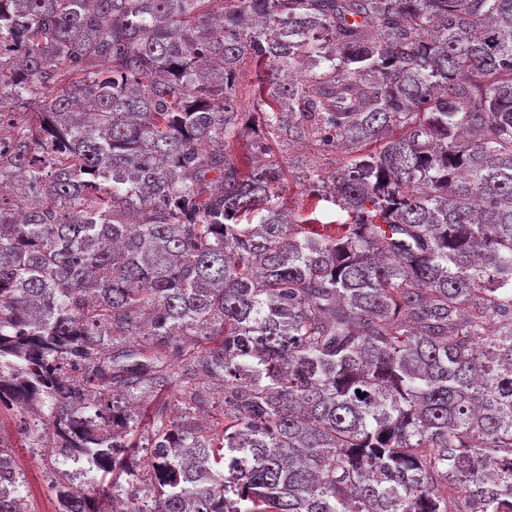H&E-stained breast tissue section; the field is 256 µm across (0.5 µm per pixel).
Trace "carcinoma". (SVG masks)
I'll list each match as a JSON object with an SVG mask.
<instances>
[{"mask_svg":"<svg viewBox=\"0 0 512 512\" xmlns=\"http://www.w3.org/2000/svg\"><path fill=\"white\" fill-rule=\"evenodd\" d=\"M0 405L60 512H512V0H0ZM256 68L249 61L239 65L237 78L238 110L240 112H255L253 108L254 89L257 84ZM269 144L274 154L283 159L288 168V180L284 184L282 195L292 209L297 224H345L348 214L338 206L321 201L316 209L311 210L315 200L308 197L306 174L308 170L330 173L342 166L346 155L341 149H326L319 142L312 140L300 144L269 137ZM308 219H316L307 221Z\"/></svg>","mask_w":512,"mask_h":512,"instance_id":"carcinoma-1","label":"carcinoma"}]
</instances>
